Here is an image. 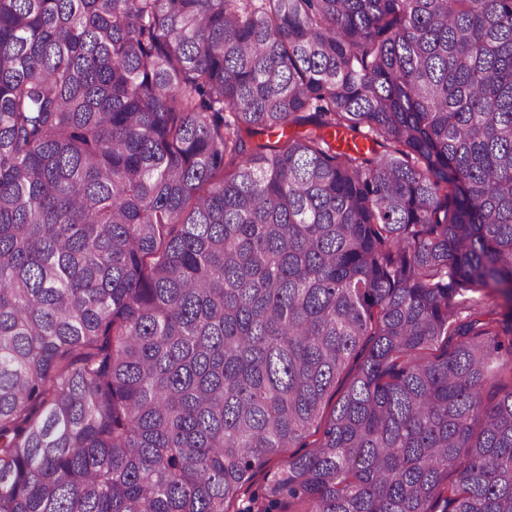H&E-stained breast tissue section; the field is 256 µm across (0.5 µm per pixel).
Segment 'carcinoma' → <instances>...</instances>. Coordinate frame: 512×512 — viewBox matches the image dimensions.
I'll return each mask as SVG.
<instances>
[{"label": "carcinoma", "instance_id": "carcinoma-1", "mask_svg": "<svg viewBox=\"0 0 512 512\" xmlns=\"http://www.w3.org/2000/svg\"><path fill=\"white\" fill-rule=\"evenodd\" d=\"M489 290L512 0H0V512H512ZM302 449L303 448H286L282 453L272 457L267 463L266 467L254 476L250 482V485L248 484L249 487L245 491V497L248 498L252 492H261V485L266 482L265 474L269 472L270 475H272V473L275 471L280 470L285 464L286 460H288L289 455L295 452H300Z\"/></svg>", "mask_w": 512, "mask_h": 512}]
</instances>
